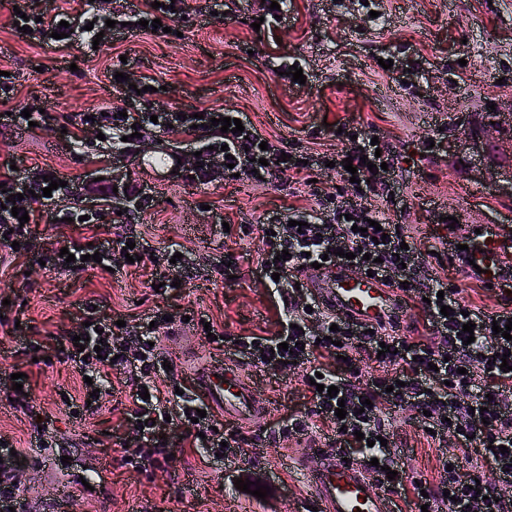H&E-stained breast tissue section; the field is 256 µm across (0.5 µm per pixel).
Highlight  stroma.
<instances>
[{
	"label": "stroma",
	"mask_w": 512,
	"mask_h": 512,
	"mask_svg": "<svg viewBox=\"0 0 512 512\" xmlns=\"http://www.w3.org/2000/svg\"><path fill=\"white\" fill-rule=\"evenodd\" d=\"M232 16L214 15L215 0H186L184 18L159 35L104 37L96 54L81 45L57 50L15 34L8 25L10 0H0V69L11 72L17 108L51 114L89 112L109 96L106 70L121 56L137 58L130 82L148 74L165 86L162 99L181 110L224 106L248 117L267 137L300 154L341 147V124L359 125L393 147L400 163L393 178L406 202L390 208V219L406 225L425 254L440 249L451 215L462 238L489 228L500 242L512 241V188L486 159L463 148L459 135L490 111L512 110V0H290L282 24L258 27L264 0H235ZM300 59L303 86L278 75L281 57ZM392 60L383 68L382 60ZM445 138L426 147L434 125ZM192 147L175 136L147 135L132 152L105 168L86 164L58 130L31 132L0 125V160L14 157L23 169L40 166L87 183L143 185L151 198L144 212L116 223V230L145 232L152 245L176 246L190 261L193 286L158 296L150 288L152 264L123 266L107 274L30 268L18 258L0 272V318L22 317L34 335L52 340L78 332V306L98 299L109 316L135 315L155 307L174 315L204 312L227 336L276 334L279 298L249 281H225L219 261L233 254L241 269L256 267L262 217L313 203V189L339 186L328 170L312 171L310 187L275 179L259 185L247 175L199 186L141 166L158 148ZM430 264L443 279L460 285L461 298L487 310L499 307L495 291L448 260ZM191 324L175 323L162 335L169 363L165 377L187 389L215 361ZM17 344L0 331V436L24 452L19 512H308L312 492L289 461L304 455L311 437L283 438L271 430L280 419L302 417L307 408L300 371L244 364L268 414L256 420L236 465L205 464L199 449L170 434L169 458L142 470L124 465L125 448L139 438L122 424L131 389L104 396L97 412L73 418L63 390H75L80 375L70 365L38 352L26 365L27 398L10 397L3 385ZM49 424L41 441L31 439L34 416ZM393 459L407 476L438 481L437 449L421 429L397 423ZM69 463H62V456ZM258 480L271 489L266 499L236 489L237 480Z\"/></svg>",
	"instance_id": "stroma-1"
}]
</instances>
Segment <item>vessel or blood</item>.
I'll return each mask as SVG.
<instances>
[{"instance_id": "1", "label": "vessel or blood", "mask_w": 512, "mask_h": 512, "mask_svg": "<svg viewBox=\"0 0 512 512\" xmlns=\"http://www.w3.org/2000/svg\"><path fill=\"white\" fill-rule=\"evenodd\" d=\"M507 254V249L490 235L480 242L473 260L492 273L501 267ZM306 277L320 305L349 320L379 326L391 318L406 316L397 290L378 278L340 268L310 269ZM202 386L212 403L219 406L227 425L246 429L266 412L255 402L251 386L233 359L210 366ZM314 455L322 460L319 469H310L305 456L297 459L295 467L305 475L318 512H391L386 494L367 481L360 463L345 462L336 452L324 448L315 449Z\"/></svg>"}]
</instances>
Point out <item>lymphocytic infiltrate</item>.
<instances>
[{
    "instance_id": "f902f5d3",
    "label": "lymphocytic infiltrate",
    "mask_w": 512,
    "mask_h": 512,
    "mask_svg": "<svg viewBox=\"0 0 512 512\" xmlns=\"http://www.w3.org/2000/svg\"><path fill=\"white\" fill-rule=\"evenodd\" d=\"M68 21L73 37L52 40L60 21ZM106 27V17L94 8L71 13L67 8L46 9L40 22L29 28L41 42H55L57 47H70L73 41L92 44L98 31ZM115 105H103L102 115L86 119L84 113L62 114V126L67 130L69 145L80 149L87 130L106 137L101 151L93 154L92 162L105 164L117 154L125 153L130 145L125 138L131 133H173L184 137L200 151V163L179 169L181 179L192 178L197 184L212 185L221 180L222 170L215 168V159L232 155L236 171L258 172L263 182L282 175L298 176L307 166L324 168L333 163L342 180L358 177L362 186L354 196L342 198L340 193H318L315 206L291 207L266 216L260 224V264L256 274L263 284L274 286L279 297L285 298L280 322L281 330L273 336L257 338L228 336L216 340V349L232 348L237 355L259 364L269 362L279 368L284 362H296L305 378L321 375V386H309V406L304 419L277 422L279 432L297 435L318 425L331 426L330 446L338 448L348 460L369 465L378 459L376 485L385 492L402 490L404 501L432 508L447 506L448 512H512V501L500 498L495 487L478 482L468 466L482 462L494 471L502 482L512 481V413L503 411L499 399L512 391V370L502 371L504 353L512 352V340L493 331L512 319V307L488 312L460 300L457 284L434 276L421 250L414 246L408 232L398 231L387 215V205L395 204L392 181L376 178L365 160L381 157L389 167H396L397 157L390 147L376 149L371 138L358 134L356 140L343 144L336 152L319 153L301 160L299 155L282 158L281 148L265 144V136L251 121H244L240 133H224L216 127V119L236 117L233 109L206 108L202 114L207 125H196L194 117L179 118L177 109L164 102L137 94L128 81L111 82ZM358 162L356 172L344 168L345 158ZM45 168H37L32 176L19 178L10 160L0 161V247L17 248L31 262H44L46 270L81 272L109 267L116 254L150 258L152 247L144 233L112 231L103 220L102 210L96 209L91 198L74 200L72 186L53 190L42 196ZM22 194L18 206L27 212L29 224H20L7 209L8 196ZM86 217L93 235L90 243L80 244L81 258L66 262L58 249L32 253L31 222ZM384 233V243H375L377 233ZM100 261H92V254ZM344 267L360 273L371 272L389 286L400 289L401 302H424L432 340H410L399 335V321L374 328L340 319L336 314L313 306L306 308L299 300L304 289L299 288L302 267L314 262ZM450 306V315H442V306ZM167 310L156 309L147 315L133 316L125 326L95 309L93 300L79 307L83 321L79 335L84 347H76L69 336L59 339L55 356L59 362L74 365L81 375L90 377V384L81 385L70 396L69 407L77 415L88 411L87 401L93 389L109 394L115 386H133L131 405L125 415L133 430L138 431L140 445L132 451V468L141 469L168 456L166 434L177 431L184 439L202 443L205 461L227 460L237 455L246 437L242 431L217 430L214 413H207L199 423H192L194 411L202 401L187 394H177L174 385L159 381L160 351L155 347V327L165 325ZM475 326L472 343H465L461 332L466 323ZM288 350H281V343ZM390 345L381 353V345ZM335 358V366H325L322 356ZM337 386L338 397L327 396L328 386ZM147 389L148 398H141L139 389ZM371 401V409H363V401ZM344 406L345 418L335 414ZM409 412L410 420L421 429H431L433 440H452L451 452L440 453L437 488L427 482L398 472L389 478L385 468L392 465V439L383 408Z\"/></svg>"
}]
</instances>
